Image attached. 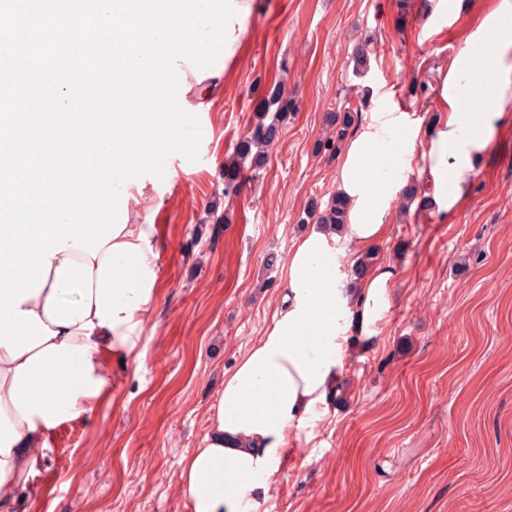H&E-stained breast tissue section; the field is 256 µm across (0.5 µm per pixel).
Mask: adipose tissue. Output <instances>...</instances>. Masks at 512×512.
I'll list each match as a JSON object with an SVG mask.
<instances>
[{
  "label": "adipose tissue",
  "mask_w": 512,
  "mask_h": 512,
  "mask_svg": "<svg viewBox=\"0 0 512 512\" xmlns=\"http://www.w3.org/2000/svg\"><path fill=\"white\" fill-rule=\"evenodd\" d=\"M487 67L501 78L481 93L469 78ZM440 97L451 110L430 138L404 113L381 112L345 143L336 190L350 203L348 222L315 224L295 239L284 305L225 373L205 433L179 461L192 512H264L288 441L330 413L347 351L372 338L396 275L394 264L379 261L351 289L340 259L385 237L405 173L426 175L438 213L468 194L475 161L512 111V0H500L470 34L445 69ZM156 256L152 225L128 221L97 256L56 253L45 285L20 302L53 336L15 359L0 346V512H10L31 480L47 432L108 395L106 355L136 349L156 299Z\"/></svg>",
  "instance_id": "obj_1"
}]
</instances>
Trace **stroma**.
<instances>
[{
    "label": "stroma",
    "instance_id": "35a3bbf8",
    "mask_svg": "<svg viewBox=\"0 0 512 512\" xmlns=\"http://www.w3.org/2000/svg\"><path fill=\"white\" fill-rule=\"evenodd\" d=\"M497 2L253 0L223 92L187 99L207 130L197 160L170 155L132 206L156 229L160 270L137 356L108 357V398L49 435L12 512H191L178 461L280 305L308 205L336 191L337 156L314 151L327 114L441 126V69ZM278 81L295 106L281 140L225 196L224 162ZM375 252L397 267L389 307L349 349L334 413L288 444L267 512H512V114L466 199L445 216L394 212Z\"/></svg>",
    "mask_w": 512,
    "mask_h": 512
}]
</instances>
